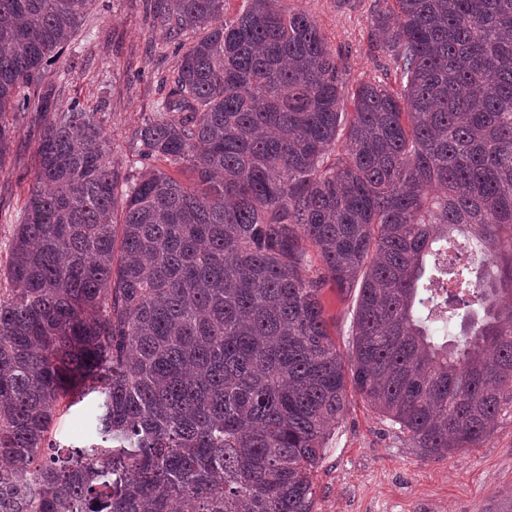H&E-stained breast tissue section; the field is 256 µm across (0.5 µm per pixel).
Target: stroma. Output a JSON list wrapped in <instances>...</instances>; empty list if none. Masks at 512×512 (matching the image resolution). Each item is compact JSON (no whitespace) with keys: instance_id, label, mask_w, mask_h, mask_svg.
Listing matches in <instances>:
<instances>
[{"instance_id":"obj_1","label":"stroma","mask_w":512,"mask_h":512,"mask_svg":"<svg viewBox=\"0 0 512 512\" xmlns=\"http://www.w3.org/2000/svg\"><path fill=\"white\" fill-rule=\"evenodd\" d=\"M306 12L344 65L348 88L380 80L396 85L388 58L372 48L375 0H283ZM149 0H96L59 61L29 91L27 109L11 112L16 128L0 161V289L7 288L6 246L22 219L35 173L41 127L37 96L49 90L56 107L79 101L96 112L112 142V159L126 164L132 131L143 121L162 78L176 59ZM357 293L324 281L321 301L329 333L349 354ZM312 512H512V422L483 445L437 459L420 458L404 435L368 401L350 392L324 457L312 474Z\"/></svg>"}]
</instances>
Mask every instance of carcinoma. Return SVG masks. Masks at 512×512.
<instances>
[{"label": "carcinoma", "mask_w": 512, "mask_h": 512, "mask_svg": "<svg viewBox=\"0 0 512 512\" xmlns=\"http://www.w3.org/2000/svg\"><path fill=\"white\" fill-rule=\"evenodd\" d=\"M94 2L0 0V158ZM155 18L192 40L133 132L138 175L96 113L43 96L0 296V512H311L350 387L422 459L482 445L512 418V0H378L401 86L360 83L347 117L307 14ZM307 243L358 288L347 364ZM73 394L97 404L68 447ZM94 397V394L85 397L82 402L75 404L67 411L60 409L53 426V435L57 439L78 446L88 439L90 432L81 429V417Z\"/></svg>", "instance_id": "cac0c4a2"}]
</instances>
